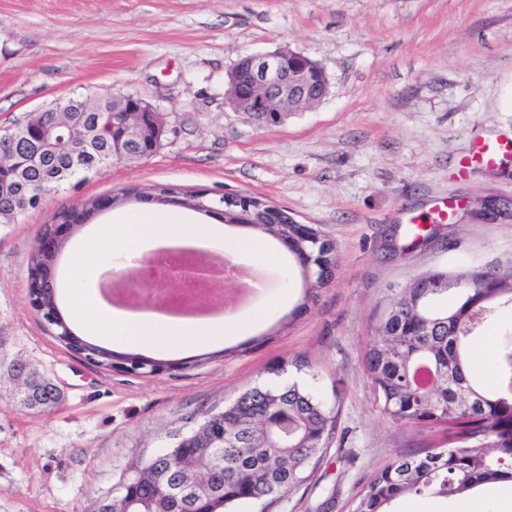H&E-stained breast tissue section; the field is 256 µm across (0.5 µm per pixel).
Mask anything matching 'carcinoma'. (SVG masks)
Here are the masks:
<instances>
[{
	"mask_svg": "<svg viewBox=\"0 0 512 512\" xmlns=\"http://www.w3.org/2000/svg\"><path fill=\"white\" fill-rule=\"evenodd\" d=\"M92 197L61 215L82 226L95 214ZM512 305V277L496 271L436 272L404 289L387 308L365 355L376 404L394 422L423 427L442 423L448 447L404 454L375 472L353 512H394L407 496L462 499L481 486H512V336H501L494 383L472 358L471 346L498 311ZM13 374L39 379L24 393L27 406L57 400L44 378L23 362ZM336 430V414L294 383L273 393L255 387L224 415V447L188 445L150 461L151 479L129 494L140 512H172L166 482L211 469L181 512H234L239 504L294 493L306 472L324 459Z\"/></svg>",
	"mask_w": 512,
	"mask_h": 512,
	"instance_id": "carcinoma-1",
	"label": "carcinoma"
}]
</instances>
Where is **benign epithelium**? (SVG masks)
Instances as JSON below:
<instances>
[{"instance_id": "1", "label": "benign epithelium", "mask_w": 512, "mask_h": 512, "mask_svg": "<svg viewBox=\"0 0 512 512\" xmlns=\"http://www.w3.org/2000/svg\"><path fill=\"white\" fill-rule=\"evenodd\" d=\"M328 91V79L323 68L310 57L279 48L269 53L249 54L240 58L227 72L225 100L236 112L264 125H278L292 112L318 105ZM80 129L81 136L69 138V129ZM163 122L161 114L149 103L134 95L107 94L96 98L70 97L29 115L15 129L0 136L8 145L18 141L28 142L31 147L23 152L11 153L8 160L0 158V219L14 222L31 204L39 205L54 180H49L38 194L33 196L26 188L24 175L50 158L63 157L71 165H79L89 171L99 170L96 163L84 160L97 144L108 146L112 161H134L154 155L161 143ZM224 216L238 217L237 223L248 224L258 211L264 212L256 227L270 229L276 239L293 253L307 272L313 273L318 287L330 281L333 272L317 253H309L306 244L312 243L328 249L332 242L309 224H301L291 218L284 220L287 212L263 205L255 197L245 194H226ZM74 232L71 224H55L51 231L41 236L36 250L43 255L58 253ZM225 280L224 268L210 265L187 264L171 270L156 279H144L133 284L139 296L149 305H156L160 293L173 296L186 284H210ZM53 282L50 266L29 272V300L32 308L49 326H58V335L70 344V350L80 357H96L100 352L86 346L72 335L69 326L57 321L54 311L46 305L43 293ZM109 369L115 372L141 376H155L171 370V367L153 361H133L125 357L110 356ZM198 434L207 437L210 445L224 446V412L205 418L196 427Z\"/></svg>"}]
</instances>
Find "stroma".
I'll return each mask as SVG.
<instances>
[{
	"label": "stroma",
	"instance_id": "1",
	"mask_svg": "<svg viewBox=\"0 0 512 512\" xmlns=\"http://www.w3.org/2000/svg\"><path fill=\"white\" fill-rule=\"evenodd\" d=\"M281 46L318 61L329 93L262 126L229 108L224 78L240 57ZM108 93L157 108L158 151L78 174L0 223V357L29 361L62 396L28 409L0 369V512H89L206 413L292 382L338 404L337 433L292 496L237 512H352L374 472L442 437L375 404L365 351L381 312L418 276L512 265V212L488 210L512 200V154L462 165L476 140H512V0H0V129ZM155 185L270 201L334 242L332 282L293 317L300 272L267 266L287 308L227 352L171 356L168 373L79 359L31 308L28 258L60 212ZM442 201L454 205L445 222Z\"/></svg>",
	"mask_w": 512,
	"mask_h": 512
}]
</instances>
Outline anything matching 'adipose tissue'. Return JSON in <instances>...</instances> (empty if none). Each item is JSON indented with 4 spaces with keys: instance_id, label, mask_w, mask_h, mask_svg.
Listing matches in <instances>:
<instances>
[{
    "instance_id": "ef3b65f1",
    "label": "adipose tissue",
    "mask_w": 512,
    "mask_h": 512,
    "mask_svg": "<svg viewBox=\"0 0 512 512\" xmlns=\"http://www.w3.org/2000/svg\"><path fill=\"white\" fill-rule=\"evenodd\" d=\"M164 247L217 250L255 265L286 263L281 246L262 238L242 237L238 230L221 224H202L177 211L128 212L97 225L77 243L65 289L70 326L108 347L181 354L221 345L260 327L288 301L284 292L269 297L248 319L231 311L209 318L176 317L148 308H111L102 302L93 287L102 273L137 265L145 254Z\"/></svg>"
}]
</instances>
